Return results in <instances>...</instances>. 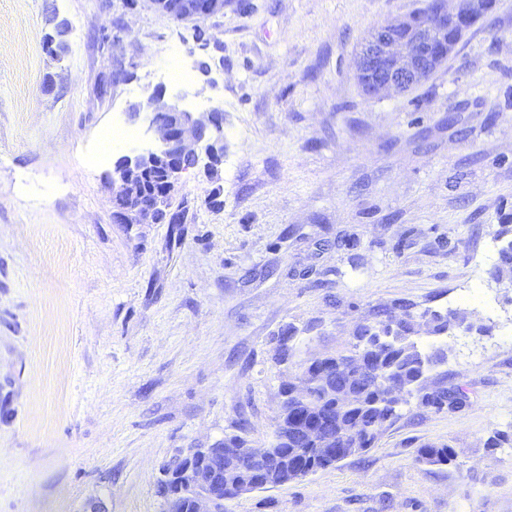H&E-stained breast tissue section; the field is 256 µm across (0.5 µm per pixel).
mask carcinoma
<instances>
[{
  "mask_svg": "<svg viewBox=\"0 0 512 512\" xmlns=\"http://www.w3.org/2000/svg\"><path fill=\"white\" fill-rule=\"evenodd\" d=\"M489 275L498 283L512 276V239L500 248L499 262ZM456 322L464 323L465 315L453 310L445 314L426 310L418 315L407 305L378 310L372 321L358 327L357 335L368 338L365 357L373 360L387 375V379L374 385L360 376L351 378L345 370L338 369L336 385L350 384L355 392V399L348 405L333 400L327 401L324 390L311 387L307 389L305 402L298 404L297 413L312 418L316 416L317 403L326 401L331 412L353 429L347 444L348 452L343 454L346 458L373 447L386 424L398 417L400 404L392 400L393 382L408 388L423 407H431L438 411L461 407L465 402V395L458 388L450 389L441 384L431 391L418 389L421 376L426 372V369L421 367L422 359L427 357L430 350L439 349L441 345L435 341L426 345L416 339V335L422 331L431 336L449 334ZM286 448L303 450L312 472L340 461L338 457L319 458L308 451V445L297 440L286 445ZM418 457L430 465H445L454 460L455 452L446 445H430L418 449Z\"/></svg>",
  "mask_w": 512,
  "mask_h": 512,
  "instance_id": "1",
  "label": "carcinoma"
}]
</instances>
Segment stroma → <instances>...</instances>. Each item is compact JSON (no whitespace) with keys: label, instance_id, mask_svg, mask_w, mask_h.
Returning a JSON list of instances; mask_svg holds the SVG:
<instances>
[{"label":"stroma","instance_id":"1","mask_svg":"<svg viewBox=\"0 0 512 512\" xmlns=\"http://www.w3.org/2000/svg\"><path fill=\"white\" fill-rule=\"evenodd\" d=\"M421 2L224 0L200 41L128 0H0V512H167L166 462L230 434L269 447L281 384L398 302L465 313L427 381L465 404L401 406L374 448L226 512H512V441L488 445L512 438V288L489 277L512 221V0L425 82L366 97L364 39ZM176 62L191 87L162 78ZM158 88L223 110L224 156L182 178L183 223L116 224L112 167L146 140L104 135ZM418 457L430 465H445L450 464L454 460L455 452L446 445L440 447L430 445L419 448Z\"/></svg>","mask_w":512,"mask_h":512}]
</instances>
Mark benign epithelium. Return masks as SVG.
I'll return each mask as SVG.
<instances>
[{"mask_svg":"<svg viewBox=\"0 0 512 512\" xmlns=\"http://www.w3.org/2000/svg\"><path fill=\"white\" fill-rule=\"evenodd\" d=\"M156 10L178 18L204 19L224 10V0H140ZM423 0L415 14L391 20L373 29L363 45L355 67V77L365 96L375 98L388 91L406 92L428 80L448 59L450 35L464 31L479 13H489L496 0ZM181 97H165L158 90L133 103L128 116L143 121L155 146L119 157L112 170L113 197L125 199L114 208L115 224H181L183 215L173 211L170 199L184 173L198 168L203 161L213 163L224 155V114L217 106L206 112H187ZM158 169L163 173L162 187L147 197L140 192L142 175ZM336 374V362L327 357L307 363L300 374L283 384V402L294 388L307 385L310 376L326 379ZM297 438L315 444L325 457L336 456V440L345 441L350 431L334 436L315 423L294 428ZM267 455L264 448H226L219 440L210 448H188L162 469L163 498L187 496L193 512H224V502L256 490L259 483L274 486L277 476L288 483V470L267 466L254 470L256 460ZM233 492L229 496L225 491Z\"/></svg>","mask_w":512,"mask_h":512,"instance_id":"obj_1","label":"benign epithelium"}]
</instances>
